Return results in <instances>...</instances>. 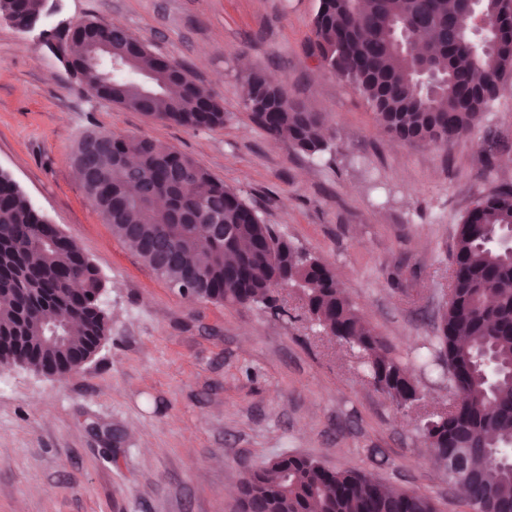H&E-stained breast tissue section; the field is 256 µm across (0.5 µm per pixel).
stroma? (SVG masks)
Wrapping results in <instances>:
<instances>
[{
  "instance_id": "stroma-1",
  "label": "stroma",
  "mask_w": 512,
  "mask_h": 512,
  "mask_svg": "<svg viewBox=\"0 0 512 512\" xmlns=\"http://www.w3.org/2000/svg\"><path fill=\"white\" fill-rule=\"evenodd\" d=\"M319 0H57L56 20L122 24L185 66L223 107L190 129L94 96L40 29L0 18V169L94 264L108 335L66 376L0 373V512H238L246 471L284 453L364 473L472 512L423 438L453 390L417 374L399 409L356 349L319 333L302 288L277 315L189 299L116 238L86 198L72 153L89 131L149 137L193 158L265 223L329 265L394 356L412 360L449 297L459 224L512 184V77L474 132L445 148L398 140L352 83L312 56ZM260 69L289 100L325 113L330 147L309 155L251 118L244 77Z\"/></svg>"
}]
</instances>
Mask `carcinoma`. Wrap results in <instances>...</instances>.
<instances>
[{
  "instance_id": "obj_1",
  "label": "carcinoma",
  "mask_w": 512,
  "mask_h": 512,
  "mask_svg": "<svg viewBox=\"0 0 512 512\" xmlns=\"http://www.w3.org/2000/svg\"><path fill=\"white\" fill-rule=\"evenodd\" d=\"M41 9L42 0H0V16L10 21H24ZM481 10L494 29L489 49L470 30L468 0H319L312 50L319 60H330L334 75L359 89L397 138L446 147L473 131L477 115L512 76V0H481ZM79 27L59 43L87 89H96L88 69L92 32L112 39V56L130 54L135 60L114 69L102 59L117 89L112 102L192 129L224 125V110L211 94L178 64L152 56L128 29L110 31L93 21ZM403 29L422 44L447 48L441 82L431 92L419 86L416 60L396 40ZM142 70L152 71L161 85L151 98L142 94ZM244 98L269 136H284L310 155L329 147L324 114L288 100L263 72L248 75ZM98 135V153H86L79 142L72 154L75 167L96 169L95 188L87 196L113 233L166 284H195L205 300L255 304L275 313L282 307L274 286L297 284L319 330L358 350L377 388L394 405H408L416 388L413 368L365 323L331 268L279 235L189 156L148 137ZM128 152L138 156L134 180L114 160ZM142 185L156 189L175 211L198 213L207 201L216 202L222 223L236 236H202L177 253L161 254L156 242L170 225L157 223L154 209L143 204ZM511 226L512 185L478 201L458 226L455 279L435 336L445 364L455 369L449 378L464 408L448 410L431 434L442 453L469 456L466 490L473 512H512V255L488 242L490 232ZM103 289L96 267L75 243L1 173L0 365L21 363L59 376L80 369L108 330ZM49 312L67 319L60 340H50L44 328ZM490 403L501 409L497 421L484 412ZM243 489L247 512H436L426 497L393 493L363 473L329 470L288 454L255 469Z\"/></svg>"
}]
</instances>
